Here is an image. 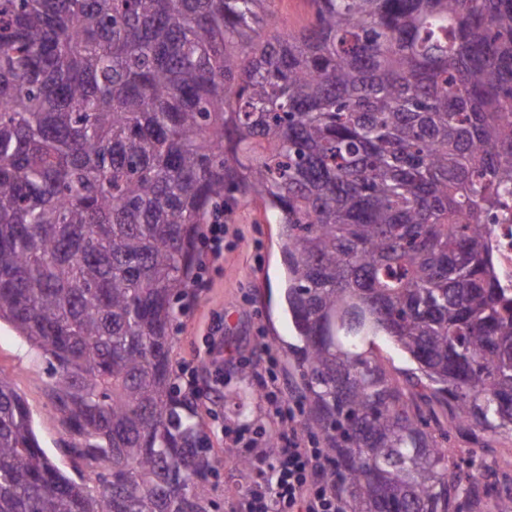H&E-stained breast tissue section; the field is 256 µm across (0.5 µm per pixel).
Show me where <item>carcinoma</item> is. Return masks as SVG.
I'll use <instances>...</instances> for the list:
<instances>
[{"instance_id":"obj_1","label":"carcinoma","mask_w":512,"mask_h":512,"mask_svg":"<svg viewBox=\"0 0 512 512\" xmlns=\"http://www.w3.org/2000/svg\"><path fill=\"white\" fill-rule=\"evenodd\" d=\"M0 0V321L51 367L90 490L0 373V512H210L172 331L202 225L281 226L307 424L353 512H459L448 449L365 346L512 432V0ZM308 0H275V10L288 27L299 28L309 17ZM493 224H486L500 288L512 294V202L499 211Z\"/></svg>"}]
</instances>
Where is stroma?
I'll return each instance as SVG.
<instances>
[{
  "mask_svg": "<svg viewBox=\"0 0 512 512\" xmlns=\"http://www.w3.org/2000/svg\"><path fill=\"white\" fill-rule=\"evenodd\" d=\"M201 276L202 283L190 290L187 308L173 331V357L209 391L201 414L219 459L208 482L214 512H240L257 477L238 467L234 457L243 454L246 440H264L281 428L265 393L276 392L292 402L301 384L291 352L295 338L284 300L279 227L268 223L262 202L235 206L224 239V262L202 270ZM210 347L224 357L223 374H216L206 354ZM371 351L388 374L409 389L426 430L450 448L454 481L480 489L473 512H498L494 487L512 477V433L455 425L450 405L426 393L408 356L379 337ZM0 373L12 378L25 399L40 444L58 468L79 483L98 486L101 466L65 448L63 429L47 398L50 377L45 364L35 362L25 340L4 321Z\"/></svg>",
  "mask_w": 512,
  "mask_h": 512,
  "instance_id": "35a3bbf8",
  "label": "stroma"
}]
</instances>
